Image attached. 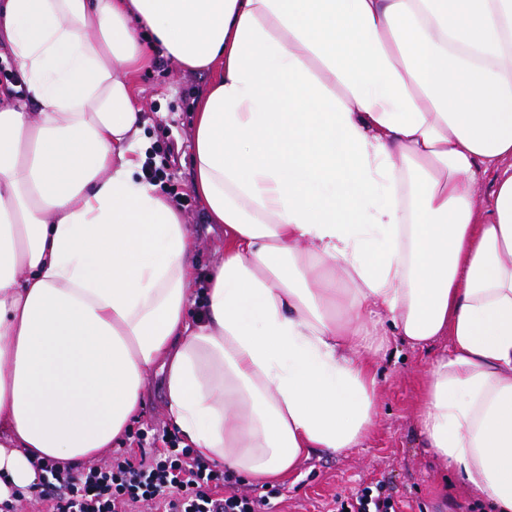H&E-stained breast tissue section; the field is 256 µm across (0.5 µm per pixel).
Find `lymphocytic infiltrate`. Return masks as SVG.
I'll use <instances>...</instances> for the list:
<instances>
[{
  "instance_id": "obj_1",
  "label": "lymphocytic infiltrate",
  "mask_w": 512,
  "mask_h": 512,
  "mask_svg": "<svg viewBox=\"0 0 512 512\" xmlns=\"http://www.w3.org/2000/svg\"><path fill=\"white\" fill-rule=\"evenodd\" d=\"M132 442L135 451L82 469L41 462V489L26 506L34 512H139L148 504L160 512H270L268 495L230 490L228 474L191 449L170 447L147 459L136 454L147 433L137 432Z\"/></svg>"
}]
</instances>
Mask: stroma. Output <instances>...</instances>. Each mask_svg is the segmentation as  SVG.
I'll use <instances>...</instances> for the list:
<instances>
[{
  "mask_svg": "<svg viewBox=\"0 0 512 512\" xmlns=\"http://www.w3.org/2000/svg\"><path fill=\"white\" fill-rule=\"evenodd\" d=\"M212 72L183 69L156 49L152 65L133 77L136 104L145 114L146 159L159 168L155 184L181 211L196 243L197 275L208 274L224 253V235L210 230L205 207L191 189V118ZM440 340L426 350L395 344L374 358L377 415L363 447L340 454L313 451L286 479L271 483L276 512H327L334 499L368 486L392 497L396 512H489L487 505L427 448L418 424L420 382L447 348ZM177 439L165 407L161 377L146 382L143 414L134 424Z\"/></svg>",
  "mask_w": 512,
  "mask_h": 512,
  "instance_id": "1",
  "label": "stroma"
}]
</instances>
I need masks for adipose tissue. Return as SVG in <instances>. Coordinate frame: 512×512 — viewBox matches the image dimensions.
Instances as JSON below:
<instances>
[{
  "mask_svg": "<svg viewBox=\"0 0 512 512\" xmlns=\"http://www.w3.org/2000/svg\"><path fill=\"white\" fill-rule=\"evenodd\" d=\"M0 35L37 105H0V502L121 442L154 372L194 453L254 481L360 447L375 322L450 337L421 432L512 512V0H5ZM154 46L215 73L191 188L224 257L198 293L136 176Z\"/></svg>",
  "mask_w": 512,
  "mask_h": 512,
  "instance_id": "obj_1",
  "label": "adipose tissue"
}]
</instances>
